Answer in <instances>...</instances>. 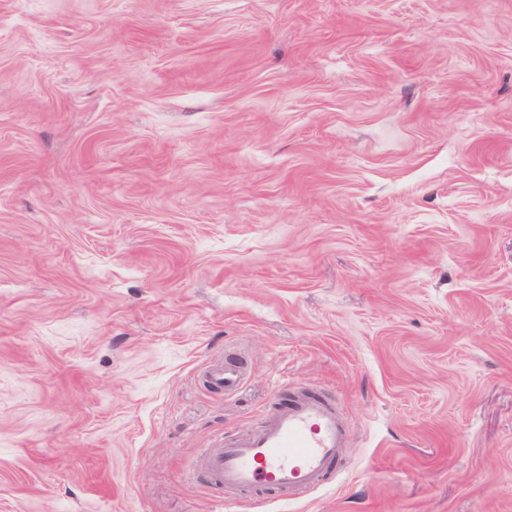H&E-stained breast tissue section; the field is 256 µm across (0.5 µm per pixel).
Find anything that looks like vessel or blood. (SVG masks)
Listing matches in <instances>:
<instances>
[{
    "label": "vessel or blood",
    "mask_w": 512,
    "mask_h": 512,
    "mask_svg": "<svg viewBox=\"0 0 512 512\" xmlns=\"http://www.w3.org/2000/svg\"><path fill=\"white\" fill-rule=\"evenodd\" d=\"M246 378L247 368L238 360L213 364L206 372L208 386L227 395L238 392ZM348 441L334 400L298 388L267 408L254 428L201 450L197 472L206 487L225 494L262 488L273 492L275 502L290 503L324 488Z\"/></svg>",
    "instance_id": "vessel-or-blood-1"
}]
</instances>
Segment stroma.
<instances>
[{
	"label": "stroma",
	"mask_w": 512,
	"mask_h": 512,
	"mask_svg": "<svg viewBox=\"0 0 512 512\" xmlns=\"http://www.w3.org/2000/svg\"><path fill=\"white\" fill-rule=\"evenodd\" d=\"M285 383L342 471L226 502ZM0 512H512V0H0ZM247 378L245 364L238 360H226L211 365L206 372L208 386L224 396L238 392Z\"/></svg>",
	"instance_id": "stroma-1"
}]
</instances>
